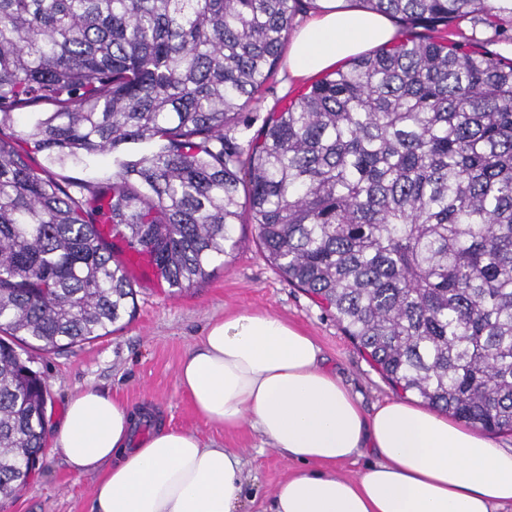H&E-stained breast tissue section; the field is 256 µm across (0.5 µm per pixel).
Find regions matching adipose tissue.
Returning <instances> with one entry per match:
<instances>
[{
  "label": "adipose tissue",
  "instance_id": "1",
  "mask_svg": "<svg viewBox=\"0 0 512 512\" xmlns=\"http://www.w3.org/2000/svg\"><path fill=\"white\" fill-rule=\"evenodd\" d=\"M318 0L294 35L288 71L302 79L395 41L385 15ZM208 424L251 425L300 468L270 512H502L512 506V448L442 413L393 398L365 411L328 369L312 337L267 312L212 320L177 374ZM86 388L68 402L54 441L70 469L97 475L96 512H240L246 478L233 449L157 425ZM369 457L357 477L339 464Z\"/></svg>",
  "mask_w": 512,
  "mask_h": 512
}]
</instances>
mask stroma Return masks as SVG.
Listing matches in <instances>:
<instances>
[{"label": "stroma", "mask_w": 512, "mask_h": 512, "mask_svg": "<svg viewBox=\"0 0 512 512\" xmlns=\"http://www.w3.org/2000/svg\"><path fill=\"white\" fill-rule=\"evenodd\" d=\"M289 80L286 61L257 102L243 111L253 129L308 89ZM238 246L215 263L205 280L177 290L153 268L128 266L135 288L132 316L117 323L111 335L57 352L29 350L32 369L48 385L46 427L54 429L69 397L95 387L131 406L153 404L169 427L196 434L204 444L237 450L248 476L242 512H264L277 486L299 468L251 428L222 430L207 424L177 384L176 374L190 347L214 318L251 310L265 311L312 336L326 364L361 398L365 410L394 397L385 377L345 335L335 318L309 294L285 279L255 241L252 225L237 226ZM96 476L73 474L60 449L47 448L34 478L16 495L0 499V512H93Z\"/></svg>", "instance_id": "obj_1"}]
</instances>
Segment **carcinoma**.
<instances>
[{
	"label": "carcinoma",
	"mask_w": 512,
	"mask_h": 512,
	"mask_svg": "<svg viewBox=\"0 0 512 512\" xmlns=\"http://www.w3.org/2000/svg\"><path fill=\"white\" fill-rule=\"evenodd\" d=\"M302 2L0 0V497L47 438L22 350L107 336L134 302L101 224L178 289L255 225L394 388L512 431V59L457 32L512 40V0H362L407 35L244 142ZM109 155L79 193L56 173Z\"/></svg>",
	"instance_id": "cac0c4a2"
}]
</instances>
